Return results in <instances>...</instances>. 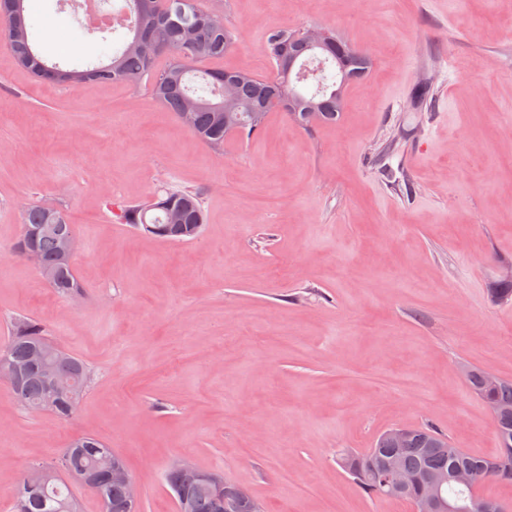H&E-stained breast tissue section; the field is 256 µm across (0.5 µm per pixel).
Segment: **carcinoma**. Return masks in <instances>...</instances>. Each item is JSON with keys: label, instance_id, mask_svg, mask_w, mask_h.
Returning a JSON list of instances; mask_svg holds the SVG:
<instances>
[{"label": "carcinoma", "instance_id": "carcinoma-1", "mask_svg": "<svg viewBox=\"0 0 512 512\" xmlns=\"http://www.w3.org/2000/svg\"><path fill=\"white\" fill-rule=\"evenodd\" d=\"M17 18L19 36L7 41L17 65L30 72L39 81L61 85L60 76L71 74L70 84L86 82L112 83L136 86L148 82L153 100L165 109L182 117L190 114V123L184 128L204 144L215 150L224 149V143L237 138L250 139L258 135L263 125L242 126V132L231 135L224 128V112L232 115L241 112L270 114L276 105L288 109V96L312 100L309 111L314 116L304 120L303 126L334 125L347 103L336 100L338 58L336 52L347 57V70L353 79L366 78L372 63L366 53L359 57L349 56V43L336 34L331 37L338 44L319 52L304 44L302 32L273 30L265 39V51L273 61L276 76L263 78L251 72L223 69H203V62L221 58L228 52L234 32L224 25L222 14L202 6L200 0H155L156 10L139 8L137 0H112V12L123 20V26L100 33L101 53L106 58L96 65L82 63L63 67L50 63L38 51L41 35L40 18L27 5L29 0H18ZM304 61L307 81L315 86L313 93L296 89L297 77L288 75V55ZM165 56L166 63L159 67L157 60ZM181 215L182 226L169 224L170 214ZM117 217L124 224L154 237L189 241L202 232L205 213L198 195L189 190L171 189L155 197L147 207L123 205L118 207ZM22 227L50 224L41 205H31L22 211ZM60 233L43 229L40 234L27 239L20 235L12 246L16 257L20 249L33 248L41 258L42 266L52 273L51 287L61 296L81 293L84 284L76 273L75 265L63 262L59 257ZM54 350L56 344L49 338L45 326L31 317H19L11 323V336L0 346V361L7 359L24 365L33 351ZM49 363L62 377L73 381L59 397L57 404L43 406L44 384L40 374L26 373L8 381L16 403L30 414L42 411L62 420H69L76 411L69 410V394L73 391L84 396L91 379L85 363L74 355L53 357ZM467 380L474 392L487 404L495 418V431L499 452L494 456H480L455 447L448 438L433 428H412L403 448L376 447L365 451L342 454L343 469L354 478L361 490L370 497H394L411 501L418 495L427 478L434 474H447L456 468H468L474 472L475 481L493 480L512 485V379H501L496 386L484 385L482 369L473 367ZM393 453L402 468L413 475L417 484L402 494L393 495L380 479L371 473L378 458ZM61 458L70 470L80 472L94 465V480L87 489L101 503L102 512H129L125 486L109 480L105 472L117 455L100 439L80 435L71 439ZM69 473L53 475L42 486H30L25 476L15 483L14 512H80L73 493ZM224 478L203 474L191 482L175 466H169L166 480L175 495L177 506H186L187 512H224V500L216 492V479ZM443 495L453 500H463L469 512H480V505L487 497L462 489L449 482L443 486Z\"/></svg>", "mask_w": 512, "mask_h": 512}]
</instances>
